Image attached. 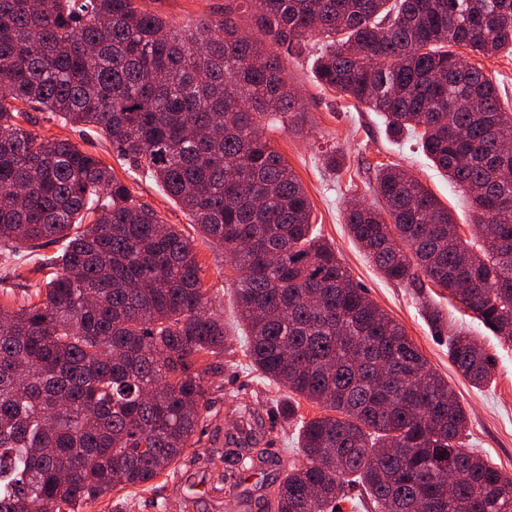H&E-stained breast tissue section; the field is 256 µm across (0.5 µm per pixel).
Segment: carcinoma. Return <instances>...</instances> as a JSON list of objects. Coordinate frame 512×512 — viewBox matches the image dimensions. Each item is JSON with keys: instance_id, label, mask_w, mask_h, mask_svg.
Segmentation results:
<instances>
[{"instance_id": "cac0c4a2", "label": "carcinoma", "mask_w": 512, "mask_h": 512, "mask_svg": "<svg viewBox=\"0 0 512 512\" xmlns=\"http://www.w3.org/2000/svg\"><path fill=\"white\" fill-rule=\"evenodd\" d=\"M177 31L137 0H0V251L61 245L36 303L0 306V512H80L148 483L197 445L226 350L192 240L95 155L23 127L36 112L98 129L243 271L237 307L253 367L321 405L299 419L305 462L263 512H341L349 485L376 512H512V480L459 446L467 415L404 329L313 235L312 206L264 136L298 112L277 50L320 38L323 86L381 113L468 196L476 235L422 183L379 169L376 209L345 214L388 279L448 292L512 341V110L465 54L512 55V0H241ZM479 387L494 359L448 337ZM241 469L254 466L235 436ZM398 448L403 456L381 453Z\"/></svg>"}]
</instances>
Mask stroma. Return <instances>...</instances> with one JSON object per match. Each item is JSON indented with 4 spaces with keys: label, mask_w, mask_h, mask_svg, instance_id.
I'll return each instance as SVG.
<instances>
[{
    "label": "stroma",
    "mask_w": 512,
    "mask_h": 512,
    "mask_svg": "<svg viewBox=\"0 0 512 512\" xmlns=\"http://www.w3.org/2000/svg\"><path fill=\"white\" fill-rule=\"evenodd\" d=\"M150 12L183 28L203 19L216 20L224 13L225 0H139ZM318 44L282 55L281 66L303 109L289 113L267 130L271 145L302 182L313 206V227L336 251L351 278L369 298L403 326L430 367L452 388L468 415L463 448L487 458L503 476L512 478V341L493 336L460 303L445 298L440 289L418 297L415 288L386 279L350 237L344 221L348 204L374 202L373 187L379 166L405 170L451 210L462 237H469L474 220L470 201L436 168L411 139L393 140L384 117L354 104L334 90L321 86L314 76ZM35 132L45 138L66 139L79 149L98 156L141 202L161 219L193 237L203 284L212 306L224 316L227 349L223 371L210 376L213 386L209 417L197 447L170 473L152 481L149 490L113 492L85 512H259L254 502L270 494L291 467L303 458L297 445L295 419L282 418L277 404L286 398L252 368L246 352V335L238 318L235 289L240 274L224 249L199 238L187 214L152 179L129 169L100 131L79 128L59 115L40 112ZM334 151L343 157L340 170L329 171L323 155ZM58 245L35 251L0 255V302L21 303L25 291L44 287L48 272L45 257L57 254ZM460 328L475 336L495 360L493 381L475 388L448 358V334ZM253 411L256 451L274 458L271 467L244 474L233 493L218 490L217 477L232 470L227 436L241 426L244 412ZM193 506H186V497Z\"/></svg>",
    "instance_id": "stroma-1"
}]
</instances>
